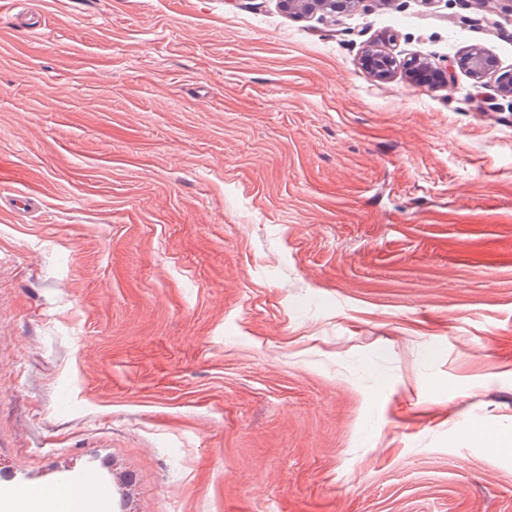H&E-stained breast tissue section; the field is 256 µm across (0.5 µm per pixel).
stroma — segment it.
I'll list each match as a JSON object with an SVG mask.
<instances>
[{"label":"stroma","mask_w":512,"mask_h":512,"mask_svg":"<svg viewBox=\"0 0 512 512\" xmlns=\"http://www.w3.org/2000/svg\"><path fill=\"white\" fill-rule=\"evenodd\" d=\"M460 0L0 11V487L107 512H512V67ZM352 0H278L280 9L298 17L321 12L323 15L338 17L345 13ZM384 40V46L367 49L361 57V65L380 78L386 77L397 66L396 56L390 48L392 43L388 38ZM465 72L477 82L491 79L497 83L505 96H512V68L503 69L494 56L481 51L464 54L456 62ZM411 60V62H409ZM408 62V63H407ZM405 70L410 81L417 85H429L437 83L448 89L454 88L455 77L453 64L441 65L434 58L413 57L404 60ZM103 502V495L91 483L66 482L48 490H21L0 494V511L105 512Z\"/></svg>","instance_id":"stroma-1"}]
</instances>
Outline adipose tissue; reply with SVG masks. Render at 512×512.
I'll list each match as a JSON object with an SVG mask.
<instances>
[{"label":"adipose tissue","mask_w":512,"mask_h":512,"mask_svg":"<svg viewBox=\"0 0 512 512\" xmlns=\"http://www.w3.org/2000/svg\"><path fill=\"white\" fill-rule=\"evenodd\" d=\"M103 502L92 484L66 482L48 490L0 494V512H105Z\"/></svg>","instance_id":"adipose-tissue-1"}]
</instances>
